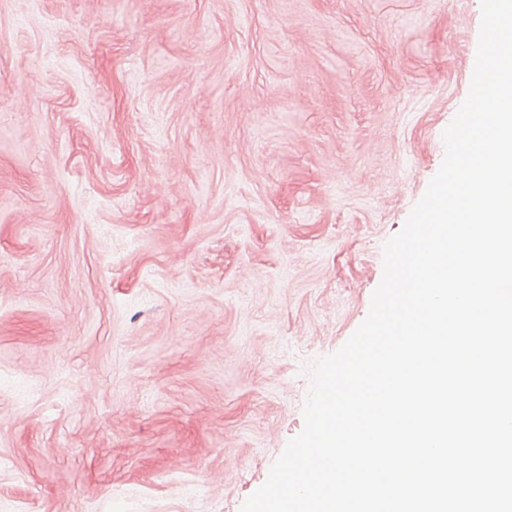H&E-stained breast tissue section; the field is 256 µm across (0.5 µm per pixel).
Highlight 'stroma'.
Returning <instances> with one entry per match:
<instances>
[{
  "label": "stroma",
  "mask_w": 512,
  "mask_h": 512,
  "mask_svg": "<svg viewBox=\"0 0 512 512\" xmlns=\"http://www.w3.org/2000/svg\"><path fill=\"white\" fill-rule=\"evenodd\" d=\"M481 0H0V512H240L365 320Z\"/></svg>",
  "instance_id": "35a3bbf8"
}]
</instances>
